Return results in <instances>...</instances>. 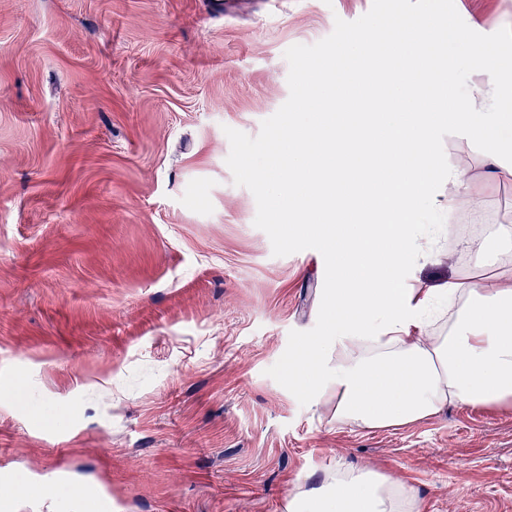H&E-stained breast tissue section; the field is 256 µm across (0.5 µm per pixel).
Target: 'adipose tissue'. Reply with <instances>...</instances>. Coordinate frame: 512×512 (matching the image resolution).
Here are the masks:
<instances>
[{
    "label": "adipose tissue",
    "mask_w": 512,
    "mask_h": 512,
    "mask_svg": "<svg viewBox=\"0 0 512 512\" xmlns=\"http://www.w3.org/2000/svg\"><path fill=\"white\" fill-rule=\"evenodd\" d=\"M444 31L418 18L393 41L394 62L377 50L381 35L358 34L351 51L359 91L348 119L292 125L287 181L279 183L278 223L313 224L336 254L327 314L329 333L303 346L291 386L312 405L333 408L342 424L401 427L448 406L512 411V225L493 232L499 251L488 277L457 274L405 287L407 262L437 256L418 229L436 181L447 180L449 222L474 195L467 159L447 163L434 144L439 122L479 150L485 181L512 177V71L481 41L468 42L489 76L440 104L429 87L455 77L456 62L431 47ZM387 87L395 96H379ZM286 512H420L411 487L372 468L340 469L299 489Z\"/></svg>",
    "instance_id": "adipose-tissue-1"
}]
</instances>
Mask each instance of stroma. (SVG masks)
Returning a JSON list of instances; mask_svg holds the SVG:
<instances>
[{
    "mask_svg": "<svg viewBox=\"0 0 512 512\" xmlns=\"http://www.w3.org/2000/svg\"><path fill=\"white\" fill-rule=\"evenodd\" d=\"M371 4L0 0V512H286L340 465L404 479L421 512H512V412L365 430L266 374L325 265L273 256L224 130L257 136L285 50ZM473 206L462 234L512 225V181Z\"/></svg>",
    "mask_w": 512,
    "mask_h": 512,
    "instance_id": "obj_1",
    "label": "stroma"
}]
</instances>
